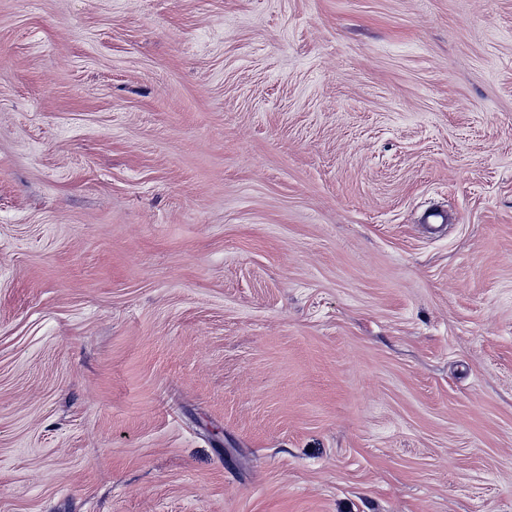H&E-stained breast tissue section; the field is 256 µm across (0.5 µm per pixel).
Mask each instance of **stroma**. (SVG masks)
<instances>
[{
  "label": "stroma",
  "mask_w": 512,
  "mask_h": 512,
  "mask_svg": "<svg viewBox=\"0 0 512 512\" xmlns=\"http://www.w3.org/2000/svg\"><path fill=\"white\" fill-rule=\"evenodd\" d=\"M0 512H512V0H0Z\"/></svg>",
  "instance_id": "obj_1"
}]
</instances>
